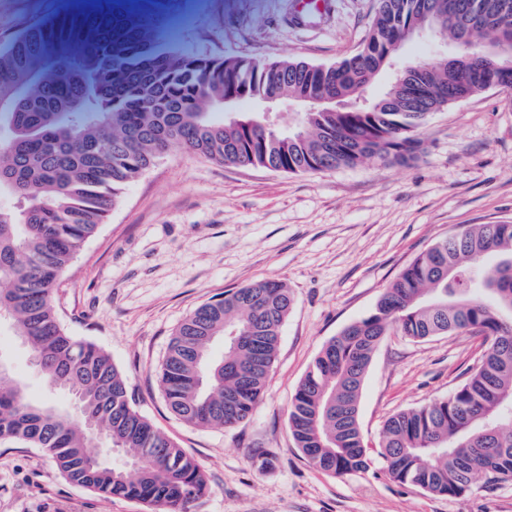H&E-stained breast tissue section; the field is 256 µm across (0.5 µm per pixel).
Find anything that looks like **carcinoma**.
<instances>
[{
  "label": "carcinoma",
  "mask_w": 512,
  "mask_h": 512,
  "mask_svg": "<svg viewBox=\"0 0 512 512\" xmlns=\"http://www.w3.org/2000/svg\"><path fill=\"white\" fill-rule=\"evenodd\" d=\"M418 2L378 0L366 43L329 66L179 51L129 0L62 13L0 49V195L18 203L0 209V313L50 391H66L74 402L71 411L31 399L4 366L0 440L40 448L70 483L155 512H187L207 493L200 463L136 409L112 356L64 330L53 303L61 278L125 186L173 147L287 173L368 158L413 161L416 132L430 114L493 86L502 80L495 67L512 63V0H425L427 13ZM472 12L493 22L454 60L411 62L422 70L415 105H390L392 86L366 107L320 102L355 97L419 26L457 38ZM231 86L251 102L268 93L311 98L312 111L291 130L215 122L210 110H224ZM489 259L495 268L484 276ZM292 306L288 287L267 278L195 308L157 369L167 409L202 429L248 420ZM392 331L415 341L472 332L486 348L448 397L389 417L371 449L360 401L374 352ZM288 423L308 462L335 475L367 470L374 453L391 479L434 495H461L478 474L488 483L512 481V224L466 225L404 267L369 314L323 345L295 391ZM100 431L124 449L110 463L90 451Z\"/></svg>",
  "instance_id": "carcinoma-1"
}]
</instances>
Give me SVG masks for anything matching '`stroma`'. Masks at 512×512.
I'll use <instances>...</instances> for the list:
<instances>
[{
    "mask_svg": "<svg viewBox=\"0 0 512 512\" xmlns=\"http://www.w3.org/2000/svg\"><path fill=\"white\" fill-rule=\"evenodd\" d=\"M93 0H0V47ZM377 0H159L157 30L175 48L261 62L332 65L361 47ZM418 158L286 174L209 162L174 148L128 184L62 277L56 309L69 335L110 353L136 407L200 462L208 493L190 512H512V481L459 496L368 471L334 476L296 448L288 408L329 338L366 316L400 270L463 225L512 224V94L490 87L431 114ZM276 278L294 296L277 361L253 415L200 429L172 416L156 369L197 306ZM484 347L468 333L415 342L385 336L368 369L359 421L377 446L393 414L448 397ZM272 467H262L263 459ZM0 512H149L67 482L39 448L0 441Z\"/></svg>",
    "mask_w": 512,
    "mask_h": 512,
    "instance_id": "obj_1",
    "label": "stroma"
}]
</instances>
